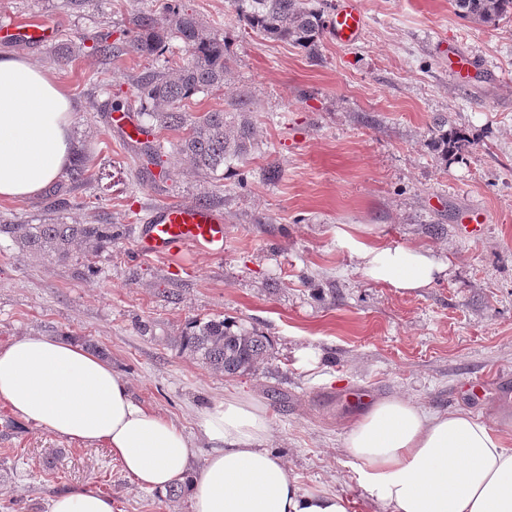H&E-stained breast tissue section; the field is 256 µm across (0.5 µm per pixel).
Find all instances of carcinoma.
I'll return each instance as SVG.
<instances>
[{"instance_id": "obj_1", "label": "carcinoma", "mask_w": 512, "mask_h": 512, "mask_svg": "<svg viewBox=\"0 0 512 512\" xmlns=\"http://www.w3.org/2000/svg\"><path fill=\"white\" fill-rule=\"evenodd\" d=\"M178 0H168L166 16L157 18L143 12L132 20V34L126 52L150 58L165 51L169 42H180L185 56L169 58L164 65L147 72L136 85L134 102L152 126L178 131L182 136L176 153L201 177H214L244 160L251 151L254 128L248 118L250 101L241 98L231 108L215 112H187L184 107L194 96L224 87L230 58L224 39L208 31L193 15L179 10ZM238 16L251 30L284 43H291L307 56L318 55L326 28L324 9L312 0H232ZM465 19L492 24L512 9V0H454ZM468 144L464 134L440 129L430 143L442 156ZM6 234L29 253L61 261L69 257L76 243L95 254L112 244L110 224H1ZM181 352H189L201 363L234 378L255 371L268 354L266 337L220 318L195 319L173 340Z\"/></svg>"}]
</instances>
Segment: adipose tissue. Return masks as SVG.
I'll return each instance as SVG.
<instances>
[{"instance_id":"ef3b65f1","label":"adipose tissue","mask_w":512,"mask_h":512,"mask_svg":"<svg viewBox=\"0 0 512 512\" xmlns=\"http://www.w3.org/2000/svg\"><path fill=\"white\" fill-rule=\"evenodd\" d=\"M70 101L46 70L0 53V200L41 194L71 156ZM373 282L412 293L447 277L433 250L381 244L342 232ZM0 402L66 441L108 448L123 473L159 493L179 485L191 512H351L332 489H302L265 443L267 413L225 398L199 426L212 451L193 470L192 439L137 403L110 361L70 339L24 336L0 345ZM344 447L375 512H512V447L487 421L462 410L432 412L409 398L374 402ZM49 512H113L87 486L61 492Z\"/></svg>"}]
</instances>
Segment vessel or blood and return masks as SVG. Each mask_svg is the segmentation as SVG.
Returning a JSON list of instances; mask_svg holds the SVG:
<instances>
[{"label": "vessel or blood", "instance_id": "b4317fda", "mask_svg": "<svg viewBox=\"0 0 512 512\" xmlns=\"http://www.w3.org/2000/svg\"><path fill=\"white\" fill-rule=\"evenodd\" d=\"M362 0H337L328 29L339 42L357 41L365 28ZM17 40L48 44L55 39V27L47 21L17 29ZM224 218L213 209L187 203H171L155 209L145 221L138 248L147 255L169 256L181 248L218 254L224 250Z\"/></svg>", "mask_w": 512, "mask_h": 512}]
</instances>
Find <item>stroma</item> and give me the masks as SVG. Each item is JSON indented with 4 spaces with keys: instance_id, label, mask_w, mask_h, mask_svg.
Listing matches in <instances>:
<instances>
[{
    "instance_id": "1",
    "label": "stroma",
    "mask_w": 512,
    "mask_h": 512,
    "mask_svg": "<svg viewBox=\"0 0 512 512\" xmlns=\"http://www.w3.org/2000/svg\"><path fill=\"white\" fill-rule=\"evenodd\" d=\"M231 55L221 90L193 112L252 100L254 148L215 178L192 174L156 131L163 165L111 121L155 59L93 51L122 45L134 15L163 0H0V53L44 67L72 102L83 181L60 175L39 197L0 200V224H108L110 248L57 262L0 235V344L32 334L99 341L136 402L209 452L201 412L235 394L271 419V450L301 488H329L373 512L343 448L363 395L404 396L433 411L463 409L512 441V15L463 19L453 0H363L353 43L323 34L317 58L252 32L231 0H182ZM47 19L53 43L15 40L9 22ZM72 59L61 60L66 47ZM463 130L467 152L440 161L426 143L438 122ZM276 178H269V169ZM173 202L224 216V252L139 255L144 217ZM481 213L478 224L467 223ZM363 224L390 246L445 254L446 278L413 294L370 280L336 236ZM224 318L269 341L250 375L224 377L173 345L194 319ZM0 512H49L88 485L115 512H190L139 488L104 445L78 446L0 403Z\"/></svg>"
}]
</instances>
